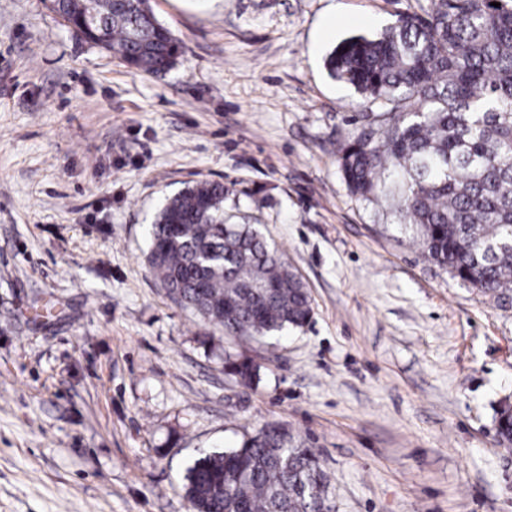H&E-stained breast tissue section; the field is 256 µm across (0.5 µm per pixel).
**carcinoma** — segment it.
<instances>
[{
    "instance_id": "carcinoma-1",
    "label": "carcinoma",
    "mask_w": 512,
    "mask_h": 512,
    "mask_svg": "<svg viewBox=\"0 0 512 512\" xmlns=\"http://www.w3.org/2000/svg\"><path fill=\"white\" fill-rule=\"evenodd\" d=\"M497 1L500 6H492ZM84 41L161 74L184 55L149 0H49ZM329 75L386 108L346 140L349 191L393 201L424 256L504 303L512 298V0H429L374 39L340 43ZM147 262L168 293L231 336H273L310 319L305 285L252 224L224 218V183L168 199L150 225ZM246 384L245 357L225 360ZM499 442L512 443L500 412ZM192 512H336L314 451L266 428L187 468Z\"/></svg>"
}]
</instances>
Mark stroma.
<instances>
[{
	"mask_svg": "<svg viewBox=\"0 0 512 512\" xmlns=\"http://www.w3.org/2000/svg\"><path fill=\"white\" fill-rule=\"evenodd\" d=\"M150 2L186 47L158 76L0 0V512H189L193 460L265 426L314 450L337 512H512V304L337 161L380 106L327 56L428 0ZM201 180L301 277L304 327L228 336L155 279L149 226ZM225 368L228 369L229 373L239 378L246 384H252L255 380H258L257 368L245 357L239 355L230 360L226 358Z\"/></svg>",
	"mask_w": 512,
	"mask_h": 512,
	"instance_id": "stroma-1",
	"label": "stroma"
}]
</instances>
